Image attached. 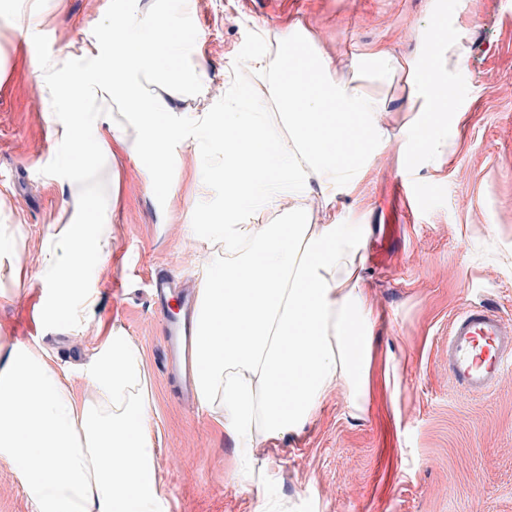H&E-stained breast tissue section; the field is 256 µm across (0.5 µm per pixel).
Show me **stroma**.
I'll return each mask as SVG.
<instances>
[{
  "instance_id": "35a3bbf8",
  "label": "stroma",
  "mask_w": 512,
  "mask_h": 512,
  "mask_svg": "<svg viewBox=\"0 0 512 512\" xmlns=\"http://www.w3.org/2000/svg\"><path fill=\"white\" fill-rule=\"evenodd\" d=\"M41 7L26 36L0 16V230L19 228L15 253L0 254V336L28 342L77 371L93 353L65 314L45 320L36 268L48 228L62 224L68 198L52 178L67 150L33 75L41 61L78 62L112 20L115 0H17ZM462 25L469 49L448 82V155L401 168L389 147L357 190L340 195L336 221L368 228L364 278L374 305L369 403L353 413L332 392L297 438L268 444L258 485L233 476L232 450L197 402L179 399L163 373L161 316L145 278L167 267L192 282L193 227L220 212L224 186L204 181L208 158L192 142L171 143L162 175L124 154L92 173L112 202L111 274L95 313L141 346L155 389L158 479L169 512H512V370L489 393L460 391L448 374V323L471 304L494 308L512 325V0H194L188 18L194 57L211 86L213 111L224 92L258 78L240 58L266 33L302 25L338 70L384 46L415 57L428 20Z\"/></svg>"
}]
</instances>
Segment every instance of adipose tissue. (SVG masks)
I'll list each match as a JSON object with an SVG mask.
<instances>
[{"mask_svg":"<svg viewBox=\"0 0 512 512\" xmlns=\"http://www.w3.org/2000/svg\"><path fill=\"white\" fill-rule=\"evenodd\" d=\"M192 5L163 0L113 15L101 50L87 51L80 71L36 64L54 100L55 133L78 155L59 175L66 221L42 241L38 266L55 304L85 316L112 256L111 206L86 191L89 172L116 149L163 169L176 140L201 141L218 158L205 177L223 182L224 209L196 239L208 255L196 278L194 389L234 448L236 480L249 486L263 471L259 449L300 436L334 390L364 409L374 326L360 273L364 227L315 224L311 215L353 193L391 144L409 140L422 157L447 155L441 117L456 109L448 75L467 47L456 28L415 62L369 50L341 76L304 27L278 33L271 48L242 60L280 112L285 132L276 135L248 101L177 111L176 101L202 103L210 91L200 65H182L193 53ZM401 73L413 117L393 133L382 121L385 89ZM368 80L378 92L365 88ZM268 212L285 223H256ZM153 408L143 351L122 327L101 337L75 377L41 349L0 347V463L34 512H167Z\"/></svg>","mask_w":512,"mask_h":512,"instance_id":"adipose-tissue-1","label":"adipose tissue"}]
</instances>
